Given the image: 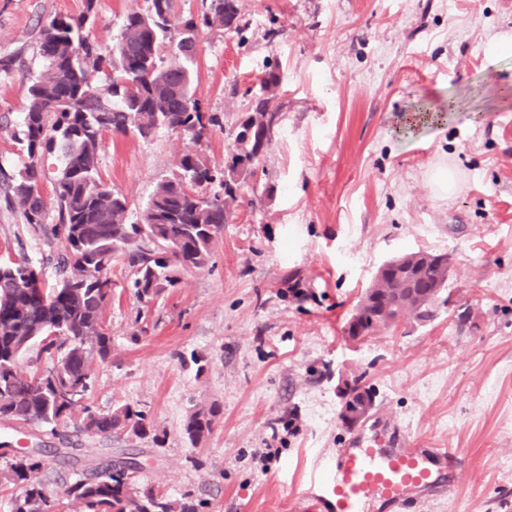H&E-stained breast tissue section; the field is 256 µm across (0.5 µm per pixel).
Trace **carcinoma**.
<instances>
[{"mask_svg": "<svg viewBox=\"0 0 512 512\" xmlns=\"http://www.w3.org/2000/svg\"><path fill=\"white\" fill-rule=\"evenodd\" d=\"M132 7L111 51L103 54L88 29L96 0H85L78 16H55L40 26L37 42L43 70L26 85L21 123L26 161L8 173L0 168V193L20 211L24 223L43 230L55 215L53 239L62 247L51 257L56 283L43 284L42 266L22 255L0 262V417L56 428L65 418L96 435L124 434L131 441L161 442L141 407L124 404L98 411L85 404L93 385L90 362L106 360L111 336L103 312L112 294L107 268L120 254L133 269L137 297L149 301L177 287L181 275L209 265L224 224L232 217L242 183L272 144L280 85L276 70L263 77L259 92L230 131L232 148L224 168H213L200 153L184 154L176 171L161 180L130 220V205L105 185L98 159L105 133L148 139L165 129L202 140L219 125L202 112L193 89L190 63L201 28H241L238 0H209L205 10L181 21L175 0H145ZM105 76V84L95 75ZM55 153L61 167L52 183V201L34 188L45 178L42 159ZM211 189L213 199L197 188ZM388 260L358 301L348 330L362 336L389 329L402 319H428L447 305L448 254L409 252ZM39 347L51 366L64 364L55 382L40 369L23 370L16 351ZM213 404L191 412L184 431L194 445L205 439L220 415ZM43 462L13 457L5 479L20 489L12 512H49L46 484L37 477ZM64 494L83 512H200L190 496L170 499L154 487L125 480L115 467L85 475Z\"/></svg>", "mask_w": 512, "mask_h": 512, "instance_id": "carcinoma-1", "label": "carcinoma"}]
</instances>
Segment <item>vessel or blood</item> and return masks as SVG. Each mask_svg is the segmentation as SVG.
Here are the masks:
<instances>
[{"mask_svg": "<svg viewBox=\"0 0 512 512\" xmlns=\"http://www.w3.org/2000/svg\"><path fill=\"white\" fill-rule=\"evenodd\" d=\"M465 460L450 448H410L395 439L352 436L347 447L323 459L295 499L296 512H367L385 503L402 512L457 487Z\"/></svg>", "mask_w": 512, "mask_h": 512, "instance_id": "b4317fda", "label": "vessel or blood"}]
</instances>
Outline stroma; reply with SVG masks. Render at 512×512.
<instances>
[{"label": "stroma", "instance_id": "35a3bbf8", "mask_svg": "<svg viewBox=\"0 0 512 512\" xmlns=\"http://www.w3.org/2000/svg\"><path fill=\"white\" fill-rule=\"evenodd\" d=\"M134 0H97L92 38L110 47ZM241 32L201 30L193 66L208 138L161 130L105 135L99 173L139 211L186 152L223 166L248 89L270 69L281 84L270 149L244 183L215 256L151 303L136 298L122 256L108 267V359L94 361L89 403L141 406L161 444L20 426L0 438L45 448L53 512H82L63 493L129 447L144 481L202 512H292L319 456L344 447L339 378L364 376L378 397L358 431L378 426L416 448H456V490L404 512H512V0H241ZM85 0H0V167L25 158V86L38 74L37 17L76 16ZM441 121L407 128L420 107ZM450 169L455 185L431 182ZM45 244L0 202V260L40 259ZM453 258L452 303L420 323L351 340L349 317L378 268L411 251ZM353 259H345V252ZM470 311L467 327L457 308ZM206 356L204 371L180 362ZM221 415L201 443L183 424L195 408ZM278 456L263 462L265 446Z\"/></svg>", "mask_w": 512, "mask_h": 512}]
</instances>
